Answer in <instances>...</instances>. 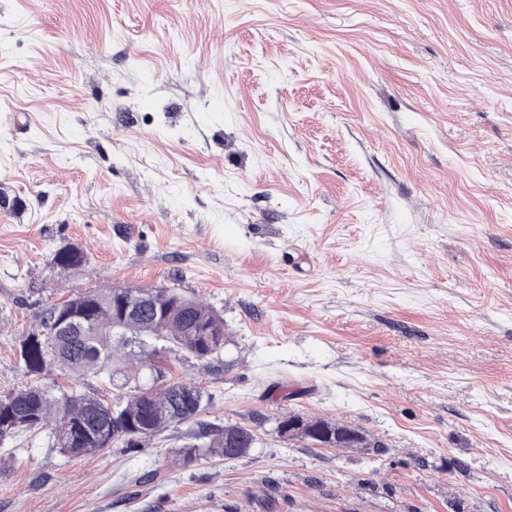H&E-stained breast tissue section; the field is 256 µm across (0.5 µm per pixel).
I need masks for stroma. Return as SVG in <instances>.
<instances>
[{
  "instance_id": "35a3bbf8",
  "label": "stroma",
  "mask_w": 512,
  "mask_h": 512,
  "mask_svg": "<svg viewBox=\"0 0 512 512\" xmlns=\"http://www.w3.org/2000/svg\"><path fill=\"white\" fill-rule=\"evenodd\" d=\"M108 284L223 316L214 369L172 373L257 441L22 434L0 512H512V0H0V393ZM54 261L60 268L75 272L85 265L87 262V255L79 248L65 247L56 253ZM336 427L341 430L340 444L336 448H382L380 445H371V440L357 428L349 425L332 424L324 419H307L306 429H310L315 433H320L323 430H329L336 433ZM353 435V436H350ZM359 443V447L352 443Z\"/></svg>"
}]
</instances>
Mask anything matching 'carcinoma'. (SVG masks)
<instances>
[{"label":"carcinoma","mask_w":512,"mask_h":512,"mask_svg":"<svg viewBox=\"0 0 512 512\" xmlns=\"http://www.w3.org/2000/svg\"><path fill=\"white\" fill-rule=\"evenodd\" d=\"M54 261L75 272L85 265L87 255L79 248L65 247ZM128 292L116 285L90 289L45 309L40 328L29 333L17 350L30 382L0 394V439L48 428L62 452L81 457L122 443L129 449L140 448L143 442L186 425L196 440L184 454L186 465L214 456L233 459L246 454L255 444V432L201 419L210 395L194 382L168 376L163 367L166 358L174 356L192 359L200 370H209L224 351L223 316L174 287L156 293L151 308L128 314ZM63 315L76 317L80 324L65 336L46 335L48 323ZM118 346L127 349L129 368L151 371L144 393L132 389L137 377L128 373L120 393L110 399L98 390L42 382V376L56 368L77 380L110 376ZM306 428L315 433L341 430L340 448H351L355 442L362 448L371 445L359 429L349 425L309 419Z\"/></svg>","instance_id":"1"}]
</instances>
